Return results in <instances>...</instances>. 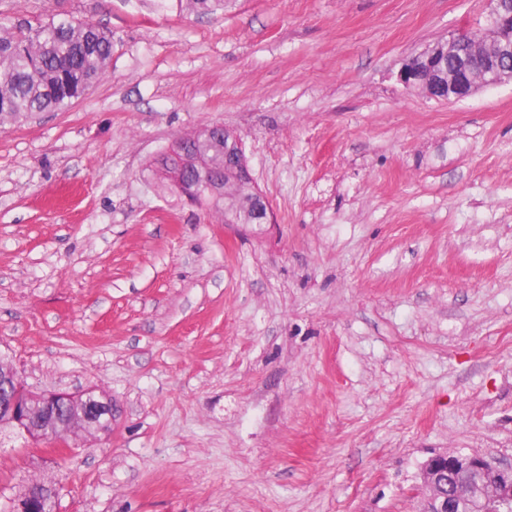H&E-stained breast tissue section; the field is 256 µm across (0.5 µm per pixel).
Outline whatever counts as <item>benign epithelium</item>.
<instances>
[{
	"mask_svg": "<svg viewBox=\"0 0 512 512\" xmlns=\"http://www.w3.org/2000/svg\"><path fill=\"white\" fill-rule=\"evenodd\" d=\"M491 29L481 40L469 42L462 33L430 45L402 65L398 80L406 88L426 90L429 76L444 82L443 100L460 101L483 88L512 83V0H491ZM240 138L215 122L202 132L172 140L155 165L160 176L193 202L204 193L228 204L236 214L256 204L257 224L274 223L273 210L258 189L248 199L236 197L213 172L224 169V159L242 156ZM205 176L203 184L193 176ZM0 424L16 428L46 447H72L79 431L100 432L112 425V401L86 389L77 394L36 392L29 389L16 368L0 363ZM420 495L430 512H488L493 500H512V461L503 462L482 453L445 452L422 466ZM55 491L25 489L15 499L14 512H42V501Z\"/></svg>",
	"mask_w": 512,
	"mask_h": 512,
	"instance_id": "obj_1",
	"label": "benign epithelium"
}]
</instances>
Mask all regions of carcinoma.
<instances>
[{"label":"carcinoma","mask_w":512,"mask_h":512,"mask_svg":"<svg viewBox=\"0 0 512 512\" xmlns=\"http://www.w3.org/2000/svg\"><path fill=\"white\" fill-rule=\"evenodd\" d=\"M113 46L90 19L16 23L0 13V123L68 108L107 75Z\"/></svg>","instance_id":"carcinoma-1"}]
</instances>
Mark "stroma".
I'll return each instance as SVG.
<instances>
[{
	"mask_svg": "<svg viewBox=\"0 0 512 512\" xmlns=\"http://www.w3.org/2000/svg\"><path fill=\"white\" fill-rule=\"evenodd\" d=\"M112 32L106 78L0 126V355L95 387L112 431L0 439V505L417 512L443 451L512 461V83L457 102L402 64L487 0H0ZM220 122L275 221L150 166ZM55 491L50 487L43 486V489L26 488L24 493L15 499L16 507L12 509V505L7 509H0L1 512H43L42 501L46 499H53Z\"/></svg>",
	"mask_w": 512,
	"mask_h": 512,
	"instance_id": "obj_1",
	"label": "stroma"
}]
</instances>
